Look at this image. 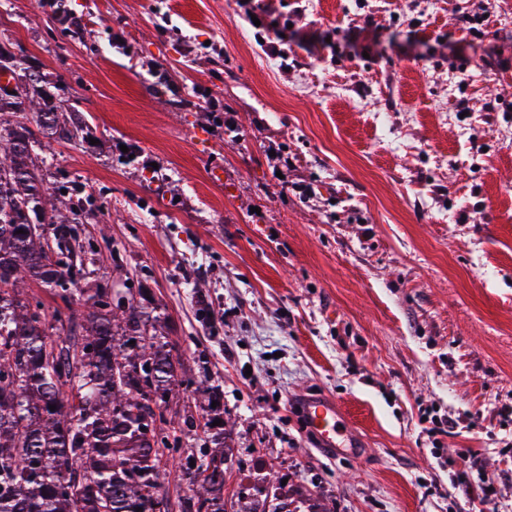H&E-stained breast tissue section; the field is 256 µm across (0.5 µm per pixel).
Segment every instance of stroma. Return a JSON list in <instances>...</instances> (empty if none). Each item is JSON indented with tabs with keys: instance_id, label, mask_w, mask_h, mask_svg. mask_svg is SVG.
Instances as JSON below:
<instances>
[{
	"instance_id": "1",
	"label": "stroma",
	"mask_w": 512,
	"mask_h": 512,
	"mask_svg": "<svg viewBox=\"0 0 512 512\" xmlns=\"http://www.w3.org/2000/svg\"><path fill=\"white\" fill-rule=\"evenodd\" d=\"M68 4L82 39L0 0V44L93 127L52 142L44 181L95 190L89 287L219 387L169 405L223 421L226 506L264 512L276 477L289 512H485L469 451L512 512V0ZM312 395L354 454L306 433Z\"/></svg>"
}]
</instances>
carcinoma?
Returning a JSON list of instances; mask_svg holds the SVG:
<instances>
[{
	"mask_svg": "<svg viewBox=\"0 0 512 512\" xmlns=\"http://www.w3.org/2000/svg\"><path fill=\"white\" fill-rule=\"evenodd\" d=\"M14 58L0 45V73L22 87L0 95V512H226L215 457L193 467L181 458L195 420L169 410L181 383L170 352L132 304L79 287L89 270L78 216L93 194L43 188L46 140L88 141V119L50 93L40 66ZM31 281L62 306L49 313L23 297ZM75 304L80 322L63 316ZM138 362L153 365L150 378L135 373ZM170 466L191 497L159 493Z\"/></svg>",
	"mask_w": 512,
	"mask_h": 512,
	"instance_id": "carcinoma-1",
	"label": "carcinoma"
}]
</instances>
